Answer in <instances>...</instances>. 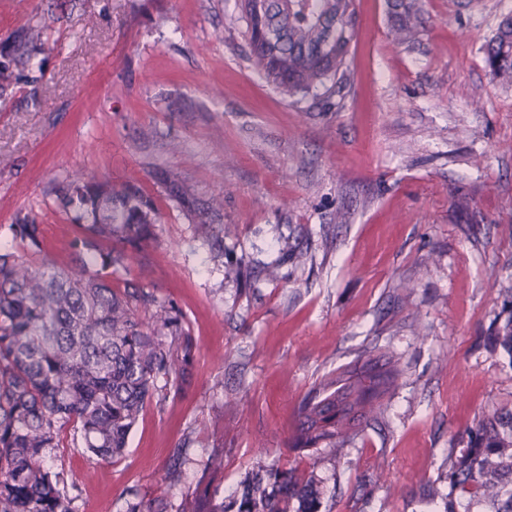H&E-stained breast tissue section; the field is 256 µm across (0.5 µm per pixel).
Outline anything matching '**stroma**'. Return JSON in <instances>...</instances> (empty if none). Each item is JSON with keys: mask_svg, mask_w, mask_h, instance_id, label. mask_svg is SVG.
<instances>
[{"mask_svg": "<svg viewBox=\"0 0 512 512\" xmlns=\"http://www.w3.org/2000/svg\"><path fill=\"white\" fill-rule=\"evenodd\" d=\"M422 3L418 42L396 47L387 0H356L346 89L298 100L250 66L236 0H0V42L53 11L33 82L0 97V251H18L10 226L29 212L65 266L68 173L137 183L159 212L147 286L197 344L190 386L146 407L122 460H87L63 431L51 466L79 512H124L131 489L178 497L217 446L228 497L278 465L315 475L319 512H489L448 471L479 417L512 407L493 340L512 318V86L483 53L512 0ZM379 357L401 374L377 420L341 455L293 450L301 399Z\"/></svg>", "mask_w": 512, "mask_h": 512, "instance_id": "1", "label": "stroma"}]
</instances>
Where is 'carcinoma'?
<instances>
[{
    "label": "carcinoma",
    "instance_id": "1",
    "mask_svg": "<svg viewBox=\"0 0 512 512\" xmlns=\"http://www.w3.org/2000/svg\"><path fill=\"white\" fill-rule=\"evenodd\" d=\"M248 61L286 98L320 87L340 93L355 36L354 0H238ZM388 40L412 45L420 0H389ZM336 39L328 42L330 28ZM32 20L0 45V92L25 77L32 54L47 45ZM493 79L512 86V17L485 46ZM57 200L76 228L71 265L47 260L41 225L19 214L10 225L23 255L0 253V512H78L77 497L58 488L50 460L61 433L75 425L82 453L111 463L124 457L145 406L163 405L188 385L195 343L182 313L146 288L147 264L128 277V249L141 250L158 212L134 184L90 183L75 173ZM398 371L366 360L336 370L298 405L291 433L297 450L341 453L358 413L380 404ZM172 379L170 386L157 384ZM473 445L448 471L454 490L512 512V409L478 420ZM224 449L213 448L195 486L175 512H317L312 476L271 467L241 482L224 502ZM124 512H167L135 492Z\"/></svg>",
    "mask_w": 512,
    "mask_h": 512
}]
</instances>
